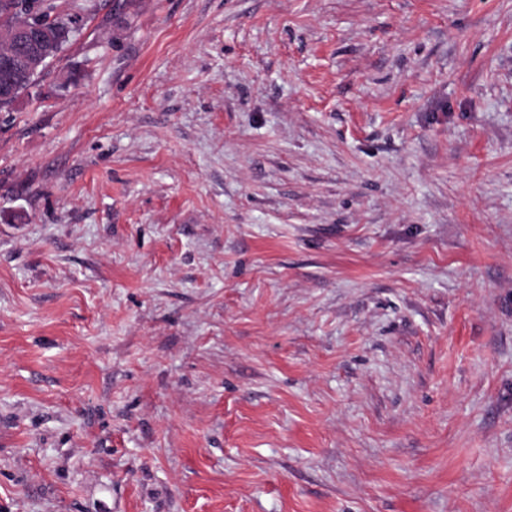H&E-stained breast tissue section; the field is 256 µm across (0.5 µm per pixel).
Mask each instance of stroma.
I'll use <instances>...</instances> for the list:
<instances>
[{"label":"stroma","mask_w":512,"mask_h":512,"mask_svg":"<svg viewBox=\"0 0 512 512\" xmlns=\"http://www.w3.org/2000/svg\"><path fill=\"white\" fill-rule=\"evenodd\" d=\"M52 2L0 512H512V0Z\"/></svg>","instance_id":"obj_1"}]
</instances>
